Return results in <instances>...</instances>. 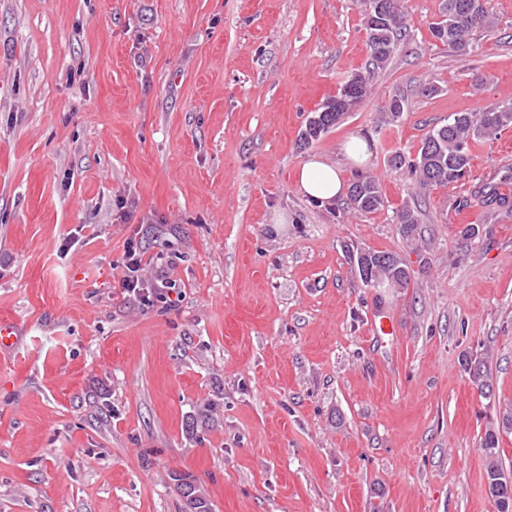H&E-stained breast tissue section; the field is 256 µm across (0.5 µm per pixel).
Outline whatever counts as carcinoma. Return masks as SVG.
<instances>
[{
	"instance_id": "obj_1",
	"label": "carcinoma",
	"mask_w": 512,
	"mask_h": 512,
	"mask_svg": "<svg viewBox=\"0 0 512 512\" xmlns=\"http://www.w3.org/2000/svg\"><path fill=\"white\" fill-rule=\"evenodd\" d=\"M366 28L369 30V61L365 70L351 76L358 90L350 94L342 91L340 97L347 105L340 111L329 109L327 102L314 112L319 118L322 133L338 125L344 116L362 104L367 95L370 80L379 70L387 67L401 44L406 32L404 0H363ZM488 0H444L440 15L429 23L432 37L457 52L468 55L477 48V33L492 32L497 27L495 16L487 7ZM409 109L403 95H391L387 110L390 120L397 121ZM512 127V99L491 104L476 112H457L446 122L429 131L413 157L394 152L388 158L395 170L408 169L415 177L419 190L428 192L438 187L456 184L468 176L471 169L470 146L482 139H492L501 131ZM351 193L346 205L339 208L342 215L353 212L367 216L385 207L380 180L369 172H357L350 183ZM395 224L406 238L414 236L419 224L417 207L403 205L395 212ZM350 263L356 268L362 282L370 288L385 286L405 287L409 273L401 258L386 251L344 245ZM482 448L487 459L488 491L498 512H512V488H506L509 477L498 460L496 432L485 433Z\"/></svg>"
}]
</instances>
